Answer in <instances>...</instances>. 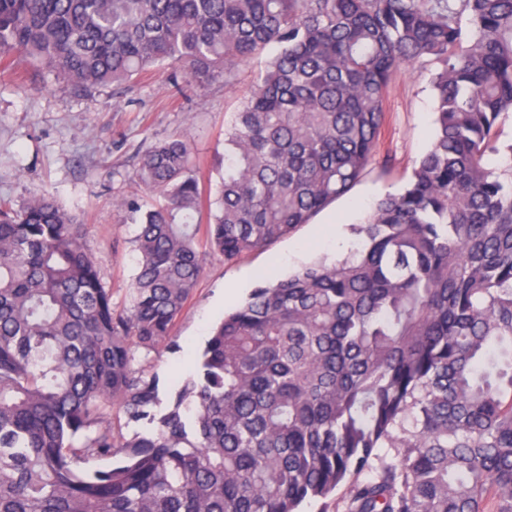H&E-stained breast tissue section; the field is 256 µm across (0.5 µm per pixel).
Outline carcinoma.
Instances as JSON below:
<instances>
[{
    "label": "carcinoma",
    "instance_id": "carcinoma-1",
    "mask_svg": "<svg viewBox=\"0 0 512 512\" xmlns=\"http://www.w3.org/2000/svg\"><path fill=\"white\" fill-rule=\"evenodd\" d=\"M272 47L214 196L187 139L140 157L128 304L74 215L0 199V512H300L344 484V512H512V0H0V64L76 91L164 65L228 84ZM430 60V145L360 247L265 272L161 406L136 352L176 345L205 257L347 195L392 76Z\"/></svg>",
    "mask_w": 512,
    "mask_h": 512
}]
</instances>
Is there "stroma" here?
Masks as SVG:
<instances>
[{
  "instance_id": "1",
  "label": "stroma",
  "mask_w": 512,
  "mask_h": 512,
  "mask_svg": "<svg viewBox=\"0 0 512 512\" xmlns=\"http://www.w3.org/2000/svg\"><path fill=\"white\" fill-rule=\"evenodd\" d=\"M261 66L255 60L242 67L230 86L185 81L176 89L168 70L160 69L121 86L75 93L20 62L13 73H0V198L20 205L40 192L54 197L84 224L86 245L114 303H128L136 270L135 226L113 200L146 201L137 163L152 146L174 136L192 143L205 186L215 188L224 172L226 115L237 110ZM435 69L431 62L418 64L399 70L390 81L378 145L379 155L391 156L390 168L372 166L348 196L267 250L233 263L207 256L203 277L172 327L178 349L162 345L138 354V368L171 388L191 375L213 326L248 296L266 270L285 276L314 260L341 257L329 228L339 224L348 231L361 223L380 198L401 189L428 146Z\"/></svg>"
}]
</instances>
